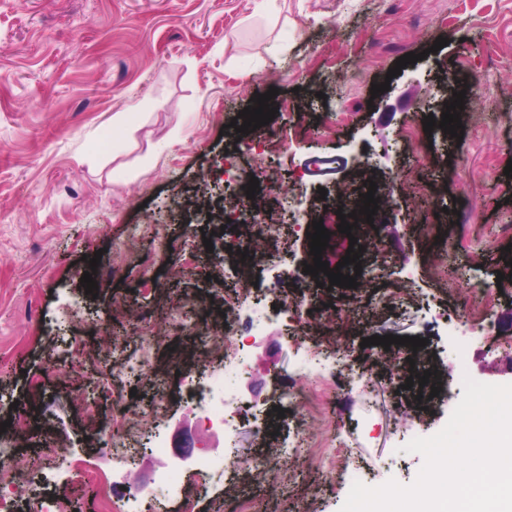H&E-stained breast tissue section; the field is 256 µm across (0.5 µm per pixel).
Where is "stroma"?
I'll use <instances>...</instances> for the list:
<instances>
[{"mask_svg": "<svg viewBox=\"0 0 512 512\" xmlns=\"http://www.w3.org/2000/svg\"><path fill=\"white\" fill-rule=\"evenodd\" d=\"M0 0V487L17 512H43L65 489V512H99L93 485L74 460L91 462L112 442V411L154 396L148 380L108 387L107 338L127 342L166 382L164 412L140 437L130 472L148 488L176 445L223 457L220 482H179L195 512H224L227 486L255 512H340L351 485H407L423 465L405 452L439 431L463 394L464 378L512 384L502 354L512 341V296H502L494 336L469 332L468 310L498 275L512 278V253L499 236L512 225V0ZM446 39L435 49L436 39ZM421 59L401 67L406 53ZM397 77H388L392 68ZM465 94L464 135L433 128L415 157L404 127L436 113L447 83ZM381 93L372 94V85ZM276 89L272 122L243 134L230 123L254 98ZM124 113L123 124L112 117ZM275 174L272 206L295 202L318 218L338 184L384 186L373 225L357 235L361 274L353 288H321L306 274L309 238L281 214L279 231L253 242L264 264L253 295L278 284L301 300L288 322L246 338L235 446L202 429L183 399L192 377L222 375L224 359L186 360L187 333L170 324L190 296L237 295L232 248L249 225L216 233L209 213L224 204V165ZM452 218L445 219L441 210ZM484 236L478 252L459 248L457 226ZM439 246L462 275L448 293L426 269ZM100 255L95 294L80 279ZM406 288L396 307L383 294ZM420 337L423 368L444 393L405 388L404 345L363 346L378 335ZM321 348L337 369L359 377L330 393L322 415L298 432L301 406L272 409L284 387H315L320 367L303 369L304 349ZM429 395L418 408L416 393ZM339 461L310 464L318 443ZM296 447L294 476L251 480L235 457ZM35 462L27 471L26 462Z\"/></svg>", "mask_w": 512, "mask_h": 512, "instance_id": "obj_1", "label": "stroma"}]
</instances>
